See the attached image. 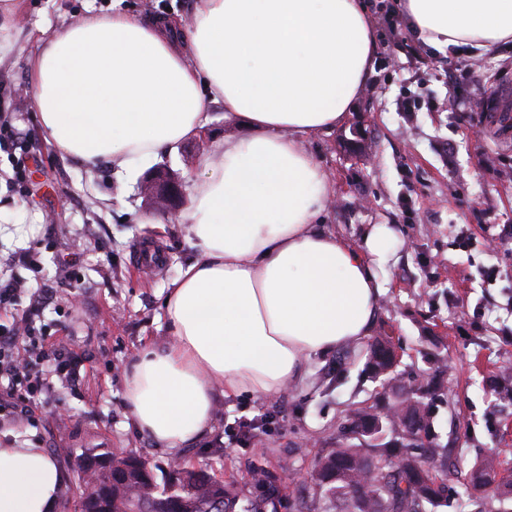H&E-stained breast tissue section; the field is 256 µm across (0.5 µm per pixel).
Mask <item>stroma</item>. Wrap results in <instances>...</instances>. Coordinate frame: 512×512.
<instances>
[{"label": "stroma", "mask_w": 512, "mask_h": 512, "mask_svg": "<svg viewBox=\"0 0 512 512\" xmlns=\"http://www.w3.org/2000/svg\"><path fill=\"white\" fill-rule=\"evenodd\" d=\"M376 23V72L342 125L309 137L307 149L329 171L336 194L326 226L350 245L374 224L391 228L395 255L385 268L386 293L375 321L395 343L397 383L423 384L436 368L448 374L437 404L438 440L457 458L446 507L461 512L467 473L483 455L512 469V400L500 395L501 371L512 368V43L482 53L457 47L430 58L409 37L398 0H365ZM111 11L112 0H24L30 45L88 9ZM23 59L0 68V280L19 282L17 303L0 305V325L33 311V326L81 359V384L54 383L27 417L0 418V443L29 440L72 451L74 472L87 452L134 450L157 481L179 462L224 480L250 505L252 471L289 465L298 484L284 490L275 512H323L311 496L317 461L341 441L345 414L382 393L363 359L312 358L302 383L274 398L217 397L213 423L182 452L158 449L136 428L126 380L145 347L173 342L162 311L171 281L193 257L184 225L149 223L138 196L139 175L111 164L87 168L45 141L38 118L20 105ZM196 140L148 160L144 171L169 166L186 186L202 174ZM272 415V424L238 440L241 420Z\"/></svg>", "instance_id": "35a3bbf8"}]
</instances>
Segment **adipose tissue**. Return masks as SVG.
<instances>
[{
  "mask_svg": "<svg viewBox=\"0 0 512 512\" xmlns=\"http://www.w3.org/2000/svg\"><path fill=\"white\" fill-rule=\"evenodd\" d=\"M22 0H0V64L25 40ZM189 22L111 12L55 28L26 57V90L46 141L117 172L208 124L211 105L245 124L212 141L178 214L196 254L170 286V347L144 350L127 383L141 434L175 453L212 424L225 395L278 396L312 357L361 346L393 254L386 225L354 248L325 227L336 193L306 138L343 123L375 71L364 0H189ZM430 57L512 42V0H403ZM67 475L47 449L0 446V512H56Z\"/></svg>",
  "mask_w": 512,
  "mask_h": 512,
  "instance_id": "adipose-tissue-1",
  "label": "adipose tissue"
}]
</instances>
